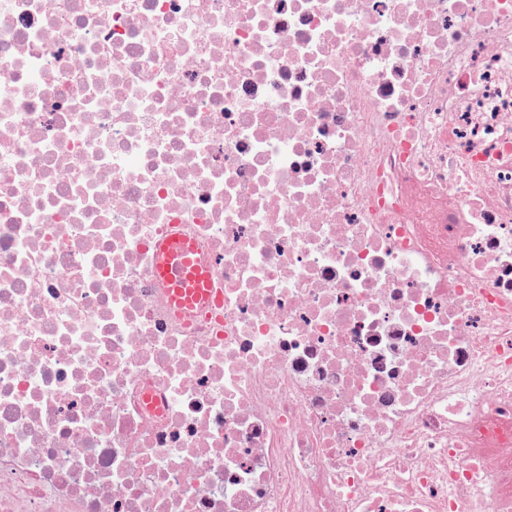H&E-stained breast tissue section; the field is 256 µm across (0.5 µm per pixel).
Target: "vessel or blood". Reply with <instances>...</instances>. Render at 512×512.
Returning <instances> with one entry per match:
<instances>
[{
    "label": "vessel or blood",
    "mask_w": 512,
    "mask_h": 512,
    "mask_svg": "<svg viewBox=\"0 0 512 512\" xmlns=\"http://www.w3.org/2000/svg\"><path fill=\"white\" fill-rule=\"evenodd\" d=\"M193 253V246L178 238L166 239L157 247L153 275L169 285L170 298L180 307H191L210 297L209 274L193 261Z\"/></svg>",
    "instance_id": "b4317fda"
}]
</instances>
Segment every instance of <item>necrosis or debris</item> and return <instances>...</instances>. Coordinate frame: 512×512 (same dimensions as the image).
Here are the masks:
<instances>
[{"label": "necrosis or debris", "instance_id": "4bbe7bcc", "mask_svg": "<svg viewBox=\"0 0 512 512\" xmlns=\"http://www.w3.org/2000/svg\"><path fill=\"white\" fill-rule=\"evenodd\" d=\"M0 512H512V0H0ZM194 247L178 238H169L157 246L153 276L170 285L171 301L178 307H193L210 297L208 271L197 265Z\"/></svg>", "mask_w": 512, "mask_h": 512}]
</instances>
